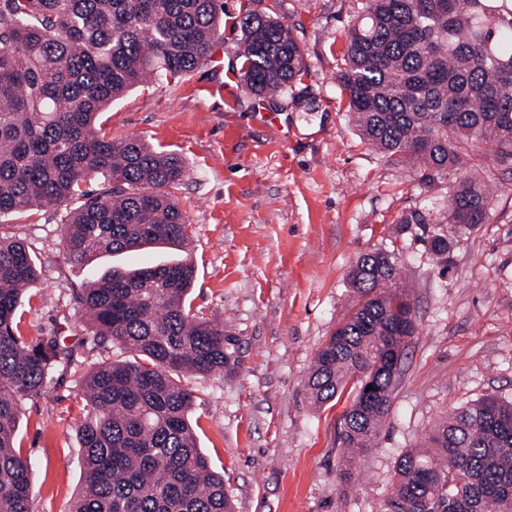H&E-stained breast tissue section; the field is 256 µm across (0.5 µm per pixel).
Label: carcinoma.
Listing matches in <instances>:
<instances>
[{"instance_id": "1", "label": "carcinoma", "mask_w": 512, "mask_h": 512, "mask_svg": "<svg viewBox=\"0 0 512 512\" xmlns=\"http://www.w3.org/2000/svg\"><path fill=\"white\" fill-rule=\"evenodd\" d=\"M222 0H0V218L43 203L73 204L59 226L66 263L149 244L184 247L190 225L171 195L176 154L114 139L101 114L151 78L173 82L203 65L222 36ZM239 71L254 96L282 93L305 71L282 21L241 20ZM337 75L363 140L396 163L445 176L450 224L485 222L491 200L463 170V150L512 168V0H362ZM103 180L93 194L85 186ZM448 228L430 237L448 252ZM40 275L18 239L0 234V512H33V473L17 439L22 401L42 393L69 353L32 339L20 308ZM192 262L114 267L75 294L94 339L128 359L80 383L84 481L70 512H231L224 475L201 451L186 375L230 367L224 324L194 313ZM352 312L318 351L307 379L317 402L357 388L338 420L341 475L372 447L394 381L380 365L388 337L416 333L392 257L362 254L350 272ZM372 380L365 394V380ZM388 512H512V402L486 396L451 408L424 447L404 453Z\"/></svg>"}]
</instances>
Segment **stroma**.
Instances as JSON below:
<instances>
[{"label":"stroma","mask_w":512,"mask_h":512,"mask_svg":"<svg viewBox=\"0 0 512 512\" xmlns=\"http://www.w3.org/2000/svg\"><path fill=\"white\" fill-rule=\"evenodd\" d=\"M355 0H224L225 63L237 59L239 21L278 17L303 45L307 67L292 89L227 102L206 68L178 83L142 84L106 114L113 137L137 136L175 152L185 175L174 197L192 231L199 315L222 322L235 346L220 376L191 377L198 443L224 473L232 512H386L398 459L453 407L484 396L512 401V170L490 171L485 223L430 237L448 224V180H422L361 140L341 102L337 73ZM283 113L277 129L255 120ZM63 203L0 218L41 266L20 325L59 336L73 361L21 405L18 443L30 462L34 512H68L83 473L76 426L81 376L122 359L96 344L72 293L109 268L164 265L178 251L147 247L104 256L84 270L64 260ZM371 250L389 252L412 306L416 334L403 355L379 436L351 480L339 475L337 423L355 392L313 405L306 386L317 351L358 295L349 272Z\"/></svg>","instance_id":"35a3bbf8"}]
</instances>
